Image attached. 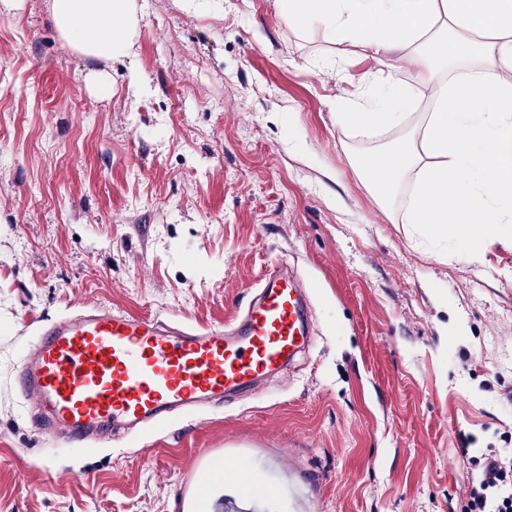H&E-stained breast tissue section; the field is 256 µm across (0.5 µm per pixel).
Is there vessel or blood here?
Masks as SVG:
<instances>
[{
    "instance_id": "b4317fda",
    "label": "vessel or blood",
    "mask_w": 512,
    "mask_h": 512,
    "mask_svg": "<svg viewBox=\"0 0 512 512\" xmlns=\"http://www.w3.org/2000/svg\"><path fill=\"white\" fill-rule=\"evenodd\" d=\"M311 342L302 286L270 269L228 327L174 328L151 317L83 306L41 327L16 384L40 433L76 451L117 435L162 429L224 398L257 389ZM269 486L222 502L255 512Z\"/></svg>"
}]
</instances>
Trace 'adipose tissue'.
Here are the masks:
<instances>
[{
	"label": "adipose tissue",
	"instance_id": "obj_1",
	"mask_svg": "<svg viewBox=\"0 0 512 512\" xmlns=\"http://www.w3.org/2000/svg\"><path fill=\"white\" fill-rule=\"evenodd\" d=\"M283 20L322 25L378 63L381 93L339 125L400 128L394 145L357 167L381 202L415 180L406 220L426 234L512 246V0H281ZM51 20L65 42L93 57L130 55L135 0H53ZM410 52L427 75L432 101H416L384 65Z\"/></svg>",
	"mask_w": 512,
	"mask_h": 512
}]
</instances>
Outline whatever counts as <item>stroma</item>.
Masks as SVG:
<instances>
[{
    "label": "stroma",
    "instance_id": "stroma-1",
    "mask_svg": "<svg viewBox=\"0 0 512 512\" xmlns=\"http://www.w3.org/2000/svg\"><path fill=\"white\" fill-rule=\"evenodd\" d=\"M132 60L72 51L52 0H0V512H181L202 452L292 496L264 512H465L486 449L512 454V249L430 238L383 206L337 125L374 61L277 0H137ZM288 264L309 351L251 398L72 453L14 375L75 305L211 327ZM250 470L244 455L234 454L226 456L224 468L223 470L221 469L217 482L224 483L227 479H233L235 482L239 483Z\"/></svg>",
    "mask_w": 512,
    "mask_h": 512
}]
</instances>
